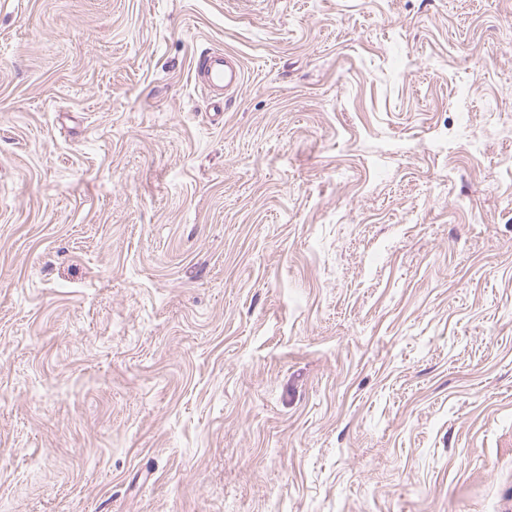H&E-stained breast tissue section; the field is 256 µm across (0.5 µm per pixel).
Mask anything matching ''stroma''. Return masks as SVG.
Segmentation results:
<instances>
[{
    "label": "stroma",
    "mask_w": 512,
    "mask_h": 512,
    "mask_svg": "<svg viewBox=\"0 0 512 512\" xmlns=\"http://www.w3.org/2000/svg\"><path fill=\"white\" fill-rule=\"evenodd\" d=\"M510 505L512 0H0V512ZM195 84L213 104L224 112L226 103L242 85L244 68L241 60L231 52L212 50L200 56L193 66Z\"/></svg>",
    "instance_id": "35a3bbf8"
}]
</instances>
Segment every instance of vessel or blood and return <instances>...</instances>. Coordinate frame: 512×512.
Masks as SVG:
<instances>
[{
    "label": "vessel or blood",
    "mask_w": 512,
    "mask_h": 512,
    "mask_svg": "<svg viewBox=\"0 0 512 512\" xmlns=\"http://www.w3.org/2000/svg\"><path fill=\"white\" fill-rule=\"evenodd\" d=\"M193 78L212 103L221 105L241 87L244 68L233 53L213 50L198 58L193 67Z\"/></svg>",
    "instance_id": "b4317fda"
}]
</instances>
